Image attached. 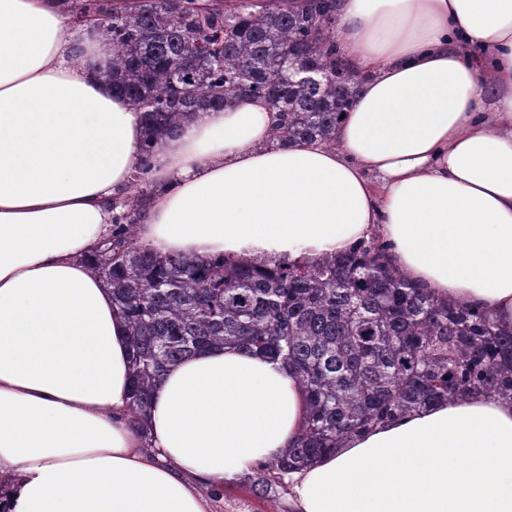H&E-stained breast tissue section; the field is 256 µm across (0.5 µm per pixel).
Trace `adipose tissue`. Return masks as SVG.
Masks as SVG:
<instances>
[{
	"instance_id": "ef3b65f1",
	"label": "adipose tissue",
	"mask_w": 512,
	"mask_h": 512,
	"mask_svg": "<svg viewBox=\"0 0 512 512\" xmlns=\"http://www.w3.org/2000/svg\"><path fill=\"white\" fill-rule=\"evenodd\" d=\"M334 33L362 81L335 145L268 147L256 99L198 113L154 149L140 241L312 262L378 235L407 279L512 330V0H336ZM111 57L71 0H0V512H216L304 421L286 363L227 346L131 422L127 326L83 261L143 158ZM288 485V512H512V402L397 417Z\"/></svg>"
}]
</instances>
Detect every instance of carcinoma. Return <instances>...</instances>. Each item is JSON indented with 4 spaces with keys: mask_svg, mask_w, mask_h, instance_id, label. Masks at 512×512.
<instances>
[{
    "mask_svg": "<svg viewBox=\"0 0 512 512\" xmlns=\"http://www.w3.org/2000/svg\"><path fill=\"white\" fill-rule=\"evenodd\" d=\"M85 13L112 42L102 79L143 113L148 131L129 195L91 255L127 322L134 419L162 374L197 352L234 344L288 363L306 394L301 435L244 479L281 512L285 475L357 433L443 400L512 401V331L410 284L386 263L379 238L345 256L273 265L159 258L139 243L153 145L198 112L261 99L279 114L276 144L333 142L359 83L329 77L339 61L332 0H134L123 10L82 0L76 18ZM287 57L303 72H288Z\"/></svg>",
    "mask_w": 512,
    "mask_h": 512,
    "instance_id": "cac0c4a2",
    "label": "carcinoma"
}]
</instances>
